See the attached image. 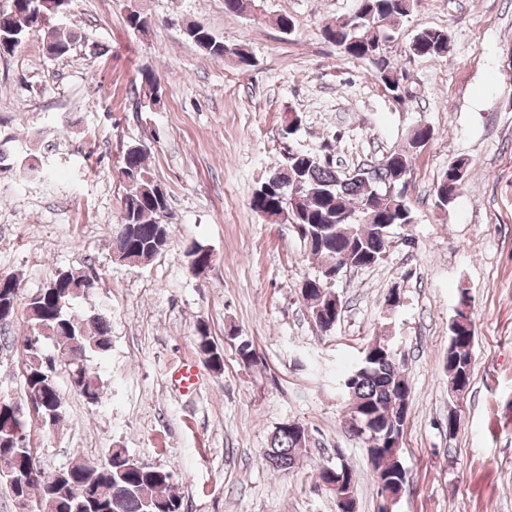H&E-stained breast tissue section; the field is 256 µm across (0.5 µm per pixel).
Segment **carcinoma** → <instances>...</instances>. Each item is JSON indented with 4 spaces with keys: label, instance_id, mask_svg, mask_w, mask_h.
Segmentation results:
<instances>
[{
    "label": "carcinoma",
    "instance_id": "1",
    "mask_svg": "<svg viewBox=\"0 0 512 512\" xmlns=\"http://www.w3.org/2000/svg\"><path fill=\"white\" fill-rule=\"evenodd\" d=\"M416 0H357L350 15L339 16L324 26L325 40L344 55L373 67L376 77L388 94L399 100V82L403 73L393 69L385 56L386 45L393 40L400 24L411 14ZM33 3L16 0L15 7L0 14V57L12 55L28 38L31 30ZM46 53L54 58L68 55L76 34L68 28L50 25L45 20ZM186 35L207 55L234 62L245 69L253 65L251 53L243 45H227L213 36L202 24L187 27ZM449 35L444 29H424L416 33L408 45L411 56H442L448 52ZM141 85L150 92V100L161 101L162 91L155 74L141 71ZM433 135L429 126L411 129L409 149L389 153L386 162L360 172V177L341 181V172L330 155L291 154L286 166L275 168L274 179L264 178L254 190L252 209L271 223L310 224L320 243L309 254L324 271L341 262L360 267L374 264V257L383 250L382 241L374 237L376 224H411L414 221L409 199L395 191L404 173L411 171L414 151L422 148ZM147 153L133 146L125 149L121 158L120 175L132 182L122 199L120 223L112 228L115 253L134 252L142 262H150L157 253L156 239L165 235L170 240L168 226L160 224L161 213L168 210L167 197L157 198L155 180L146 165ZM456 172L444 173L434 189L436 204L442 208L451 204L461 193L466 168L461 160L454 161ZM55 278L40 291L36 299L18 307L14 289L0 288V319L10 322L23 313L29 325L28 333L39 338L40 351L20 352L23 395H34L43 403L34 420L26 421V442L22 448H12L0 432V460L8 456L22 467L31 452L39 451V441L31 434L32 422L50 431L66 417V408L58 384L44 382V368L34 365V358L55 359L58 349L65 346L68 354L82 357L64 365L70 386L89 403L103 399L105 386L96 370L88 364L92 355L104 357L112 345L110 319L93 313L80 319L72 313L78 296ZM310 313L316 305L330 303L331 288L323 275L311 279ZM472 320L456 322L450 329L465 332L461 341L448 346V393L456 397L470 386L474 330ZM196 346L199 353L209 355L210 367L223 366V351L209 336L207 325L198 324ZM349 413L358 412L371 427L383 435L402 437L407 416L400 415L411 389L405 377V364L388 339H377L368 346L361 363L349 372L341 384ZM308 434L298 437L285 431H273L269 447L274 454L264 455L266 465L274 470H292V461L307 447ZM372 469L392 473L393 480L406 484L402 448H387L370 459ZM317 478L326 483L342 482L338 492H354L352 470L341 458L318 469ZM172 473L166 467H156L130 460L126 448L108 449L103 462H86L65 468V480L55 495L43 494L38 484L23 483L13 474L0 473V489L12 498L25 497L35 505V512H180L181 500L169 492Z\"/></svg>",
    "mask_w": 512,
    "mask_h": 512
}]
</instances>
